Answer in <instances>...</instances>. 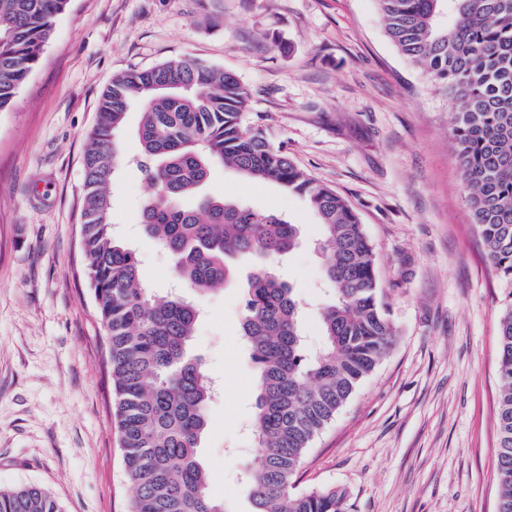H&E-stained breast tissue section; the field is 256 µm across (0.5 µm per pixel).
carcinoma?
<instances>
[{
    "label": "carcinoma",
    "instance_id": "1",
    "mask_svg": "<svg viewBox=\"0 0 512 512\" xmlns=\"http://www.w3.org/2000/svg\"><path fill=\"white\" fill-rule=\"evenodd\" d=\"M388 38L445 91L467 200L487 256L508 289L499 320L496 422L497 512H512V0H376ZM67 0H0V111L40 60ZM451 11L453 23L439 15ZM136 106L138 169L153 192L140 218L174 259L187 293L154 298L135 249L112 222L110 185L121 163L117 137ZM238 77L196 59H171L113 78L103 92L84 155L81 239L107 343L113 414L128 512H224L208 491L198 448L215 389L191 354L197 297L248 279L240 335L256 366L253 414L261 462L247 475L252 512H348L344 490L296 491L315 436L336 416L391 342L374 249L347 199L297 167L259 125ZM305 198L328 252L331 300L322 344L307 351L303 309L273 271L299 243L298 225L200 189L212 164ZM0 512H61L36 485L0 490Z\"/></svg>",
    "mask_w": 512,
    "mask_h": 512
}]
</instances>
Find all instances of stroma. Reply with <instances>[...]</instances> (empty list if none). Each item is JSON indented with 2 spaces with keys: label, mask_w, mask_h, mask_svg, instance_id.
<instances>
[{
  "label": "stroma",
  "mask_w": 512,
  "mask_h": 512,
  "mask_svg": "<svg viewBox=\"0 0 512 512\" xmlns=\"http://www.w3.org/2000/svg\"><path fill=\"white\" fill-rule=\"evenodd\" d=\"M235 73L267 139L357 210L375 250L392 347L314 440L299 490L338 487L350 512H496L498 323L486 261L435 82L387 37L376 0H68L0 111V490L48 489L62 512H126L106 344L81 248L83 155L113 76L176 58ZM208 192L299 225L277 272L309 348L330 299L308 204L233 168ZM113 218L157 297L174 281L140 213V171L112 183ZM245 279L199 303L194 351L220 386L200 459L226 512H250L256 369L240 341Z\"/></svg>",
  "instance_id": "1"
}]
</instances>
